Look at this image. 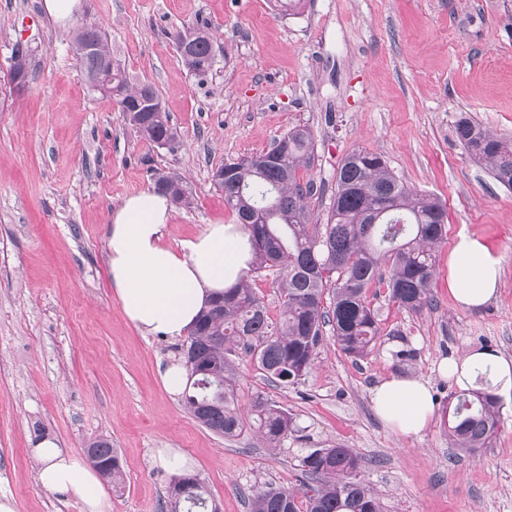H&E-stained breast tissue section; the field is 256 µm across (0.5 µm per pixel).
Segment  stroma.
<instances>
[{
    "mask_svg": "<svg viewBox=\"0 0 512 512\" xmlns=\"http://www.w3.org/2000/svg\"><path fill=\"white\" fill-rule=\"evenodd\" d=\"M83 26L106 34L131 82L155 88L180 148L149 145L90 91L73 45ZM186 27L214 36L206 78L177 53L172 35ZM19 44L30 72L21 89L9 77ZM463 115L512 139V0H305L296 16L273 0H79L63 22L44 0H0V493L16 512H80L37 480L32 449L43 437L79 455L92 440L111 442L123 473L112 512H166L159 448L189 458L220 512H248L255 482L301 489V457L336 444L359 456L383 512H512V400L500 401L489 448H453L442 423L459 393L439 370L444 359L478 348L512 357V190L458 142ZM298 125L316 142L300 178L330 192L346 155L380 154L409 189L445 205L447 239L432 309L411 313L385 288L368 289L381 335L367 357L346 356L324 333L308 374L282 388L239 355L241 406L263 396L303 431L273 446L251 429L212 433L163 389L179 343L126 319L108 283L106 232L155 171L179 174L192 194L191 207L174 210L169 246L234 223L213 169ZM462 233L502 258L499 294L477 311L448 293V253ZM393 373L430 383L435 418L418 437L398 439L373 410L372 389Z\"/></svg>",
    "mask_w": 512,
    "mask_h": 512,
    "instance_id": "35a3bbf8",
    "label": "stroma"
}]
</instances>
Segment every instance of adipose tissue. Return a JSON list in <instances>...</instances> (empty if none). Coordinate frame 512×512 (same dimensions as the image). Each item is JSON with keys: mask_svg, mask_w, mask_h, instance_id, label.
<instances>
[{"mask_svg": "<svg viewBox=\"0 0 512 512\" xmlns=\"http://www.w3.org/2000/svg\"><path fill=\"white\" fill-rule=\"evenodd\" d=\"M172 205L163 194L145 190L126 198L114 211L107 235V267L113 294L130 323L145 333L184 337L211 299L245 277L249 235L238 224H209L179 248L165 244ZM502 261L478 236H458L448 256V292L464 309H477L495 298ZM440 370L458 387L488 375L489 390L512 393V358L493 349L445 359ZM377 417L402 438L418 436L435 414L428 381L392 375L371 392ZM41 461V486L70 494L81 512H111L97 473L79 455L42 440L33 450Z\"/></svg>", "mask_w": 512, "mask_h": 512, "instance_id": "1", "label": "adipose tissue"}]
</instances>
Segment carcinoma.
Masks as SVG:
<instances>
[{
	"mask_svg": "<svg viewBox=\"0 0 512 512\" xmlns=\"http://www.w3.org/2000/svg\"><path fill=\"white\" fill-rule=\"evenodd\" d=\"M208 38L205 30L196 33L194 52L180 56L184 67L199 78L215 64ZM83 42L101 48L77 56L85 73L112 76V101L125 123L151 145L162 140L168 149L177 148L180 135L167 112H146L137 121L130 116L134 88L155 97L154 87L130 84L100 30L80 28L74 45ZM26 57L21 48L15 49L10 79L29 76ZM455 133L474 160L486 163L499 183L512 188L511 139L468 117L458 119ZM276 143L278 156L272 163L260 161L256 154L219 165L224 180L216 186L249 232V273L275 276L281 319L270 321L264 303L243 279L211 301L184 348L185 407L201 425L224 438L241 435L248 425L238 407L236 351L250 355L267 380L283 387L297 383L311 369L327 327L346 355L367 356L380 335L378 313L366 300L368 288L385 287L390 301L412 313L430 307L437 251L447 235L441 202L408 189L381 155L363 149L340 162L326 214H316L311 201L318 189L299 178V170L315 163L312 131L295 126ZM164 182L175 186L174 203L191 205L180 176L154 174L153 184ZM477 382L483 388L458 395L448 414V436L462 451L489 447L500 422L497 398L484 390L487 376L478 375ZM251 415L270 443L299 431L291 413L261 397L252 402ZM89 447L86 455L92 466L112 486H119L122 469L111 443L95 440ZM301 467L314 486L301 494L262 483L248 494L249 512H382L379 499L358 478L360 460L351 449L313 448L302 457ZM184 479L196 491L180 498V512H217L209 507L207 487L195 474L174 477L167 499L177 497Z\"/></svg>",
	"mask_w": 512,
	"mask_h": 512,
	"instance_id": "carcinoma-1",
	"label": "carcinoma"
}]
</instances>
